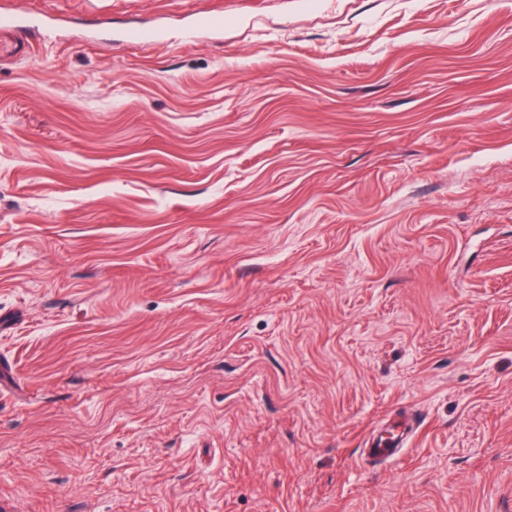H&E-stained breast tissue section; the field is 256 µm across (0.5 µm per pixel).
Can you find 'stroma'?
<instances>
[{"label": "stroma", "mask_w": 512, "mask_h": 512, "mask_svg": "<svg viewBox=\"0 0 512 512\" xmlns=\"http://www.w3.org/2000/svg\"><path fill=\"white\" fill-rule=\"evenodd\" d=\"M2 7L0 512H512V0ZM10 16H0V62L6 58L27 53L31 44L23 31L17 29ZM409 425L408 418L401 423L400 430L376 431L368 439L365 455L378 460H387L397 456L403 447V435Z\"/></svg>", "instance_id": "stroma-1"}]
</instances>
